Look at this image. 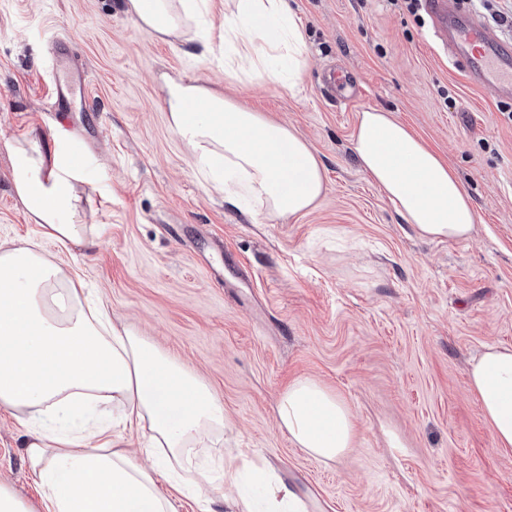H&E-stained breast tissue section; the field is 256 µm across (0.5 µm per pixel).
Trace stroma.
<instances>
[{
    "instance_id": "1",
    "label": "stroma",
    "mask_w": 512,
    "mask_h": 512,
    "mask_svg": "<svg viewBox=\"0 0 512 512\" xmlns=\"http://www.w3.org/2000/svg\"><path fill=\"white\" fill-rule=\"evenodd\" d=\"M307 63L298 91L224 72V0L193 40L151 39L119 0H0V240L37 239L6 146L65 124L89 159L100 245L62 254L115 316L209 386L246 449L322 512H512V450L467 386L469 359L512 345V101L472 85L403 0H288ZM88 74L84 113L51 107L52 41ZM347 77L324 80L328 69ZM207 86L305 137L325 165L314 209L275 221L205 190L170 129L163 75ZM393 113L471 196L470 241L419 237L355 161L359 112ZM311 377L352 409L356 440L323 463L282 432L281 392ZM28 428L0 407V482L39 504Z\"/></svg>"
}]
</instances>
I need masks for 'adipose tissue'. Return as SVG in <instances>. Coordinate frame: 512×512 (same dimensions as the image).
Returning a JSON list of instances; mask_svg holds the SVG:
<instances>
[{"label": "adipose tissue", "instance_id": "ef3b65f1", "mask_svg": "<svg viewBox=\"0 0 512 512\" xmlns=\"http://www.w3.org/2000/svg\"><path fill=\"white\" fill-rule=\"evenodd\" d=\"M208 0H123L139 29L159 40L188 39ZM305 43L286 0H225L224 69L296 87ZM168 124L191 165L224 202L266 218L309 212L325 190L324 166L291 129L210 88L164 83ZM195 111H187V103ZM13 196L38 241L0 243V407L25 416V443L46 512H175L159 480L171 463L197 474V500L255 468L238 452L216 479L201 451L229 426L210 388L183 364L116 321L101 297L41 241L64 250L95 246L102 220L82 206L87 162L48 148L28 132L7 146ZM361 169L421 237L465 241L477 213L456 171L390 113L361 112L351 139ZM497 447L512 449V347L485 346L468 364ZM277 420L296 447L323 461L352 448L347 403L299 378L281 393ZM148 431L151 464L126 446ZM261 512H308L299 488L281 477L260 490Z\"/></svg>", "mask_w": 512, "mask_h": 512}]
</instances>
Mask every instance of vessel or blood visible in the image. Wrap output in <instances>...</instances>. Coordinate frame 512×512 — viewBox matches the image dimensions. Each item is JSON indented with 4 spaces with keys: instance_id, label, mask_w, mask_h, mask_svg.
Returning <instances> with one entry per match:
<instances>
[{
    "instance_id": "b4317fda",
    "label": "vessel or blood",
    "mask_w": 512,
    "mask_h": 512,
    "mask_svg": "<svg viewBox=\"0 0 512 512\" xmlns=\"http://www.w3.org/2000/svg\"><path fill=\"white\" fill-rule=\"evenodd\" d=\"M422 8L433 39L448 47L452 63L473 84L490 87L499 98L512 100V43L492 35L477 15L462 13L457 0H422ZM85 89L81 72L58 77L52 92L55 110L68 111L75 92Z\"/></svg>"
}]
</instances>
